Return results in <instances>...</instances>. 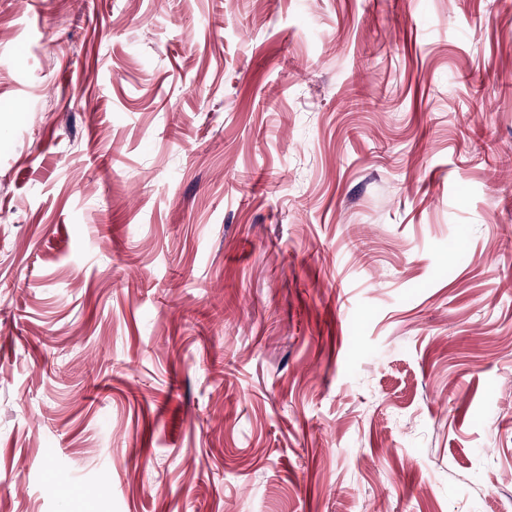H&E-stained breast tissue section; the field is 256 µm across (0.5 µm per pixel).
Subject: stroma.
I'll use <instances>...</instances> for the list:
<instances>
[{
    "label": "stroma",
    "instance_id": "35a3bbf8",
    "mask_svg": "<svg viewBox=\"0 0 512 512\" xmlns=\"http://www.w3.org/2000/svg\"><path fill=\"white\" fill-rule=\"evenodd\" d=\"M0 512H512V0H0Z\"/></svg>",
    "mask_w": 512,
    "mask_h": 512
}]
</instances>
